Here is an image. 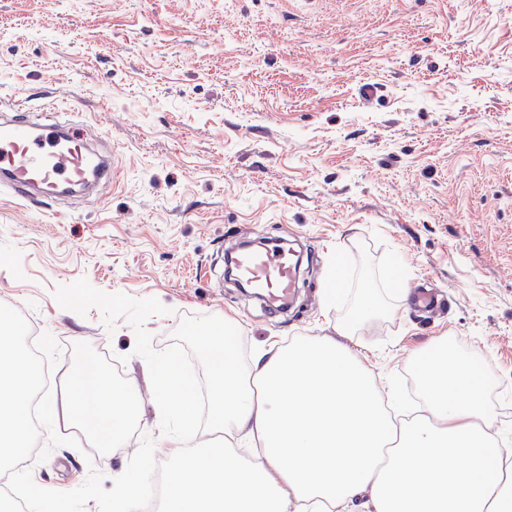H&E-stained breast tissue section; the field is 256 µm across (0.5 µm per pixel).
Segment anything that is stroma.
<instances>
[{"label": "stroma", "instance_id": "stroma-1", "mask_svg": "<svg viewBox=\"0 0 512 512\" xmlns=\"http://www.w3.org/2000/svg\"><path fill=\"white\" fill-rule=\"evenodd\" d=\"M0 102L78 113L120 173L66 213L0 194V304L56 338L57 366L79 347L117 364L143 409L106 460L32 462L38 486L94 467L112 489L145 435L173 454L150 372L177 351L205 371L199 322L236 321L244 354L335 336L340 259L381 302L348 345L383 402L446 338L512 408V0H0ZM241 231L306 245L288 315L218 285ZM396 262L443 306L391 291Z\"/></svg>", "mask_w": 512, "mask_h": 512}]
</instances>
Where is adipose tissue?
I'll return each instance as SVG.
<instances>
[{
  "label": "adipose tissue",
  "instance_id": "adipose-tissue-1",
  "mask_svg": "<svg viewBox=\"0 0 512 512\" xmlns=\"http://www.w3.org/2000/svg\"><path fill=\"white\" fill-rule=\"evenodd\" d=\"M363 291L337 337L262 346L240 364L215 330L202 346L218 443L191 427L195 397L176 365L157 370L162 402L182 423L169 440L187 455L169 475L164 512H320L370 495L374 512H512V462L491 433L495 412L473 356L447 340L415 353L417 413L402 424L379 404L372 375L341 337L373 315ZM49 422L115 446L133 399L104 374L68 369L47 397Z\"/></svg>",
  "mask_w": 512,
  "mask_h": 512
}]
</instances>
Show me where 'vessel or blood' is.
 <instances>
[{
	"label": "vessel or blood",
	"mask_w": 512,
	"mask_h": 512,
	"mask_svg": "<svg viewBox=\"0 0 512 512\" xmlns=\"http://www.w3.org/2000/svg\"><path fill=\"white\" fill-rule=\"evenodd\" d=\"M72 127L67 112L45 120L20 105L0 112V190L32 207L68 203L74 187L86 183L98 192L115 186L114 162L88 141L71 138ZM237 261L239 278L261 288L270 311L290 305L298 288L295 250L245 248Z\"/></svg>",
	"instance_id": "1"
}]
</instances>
